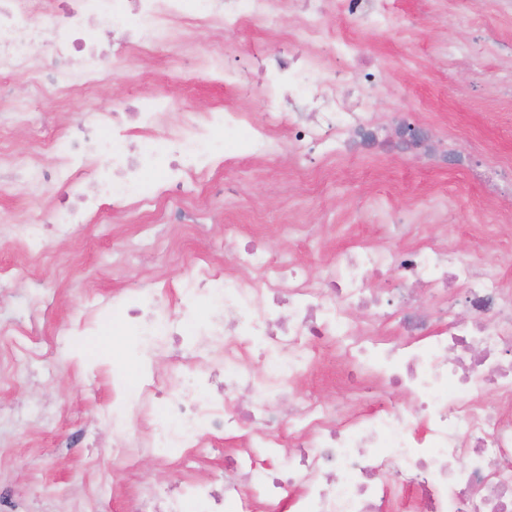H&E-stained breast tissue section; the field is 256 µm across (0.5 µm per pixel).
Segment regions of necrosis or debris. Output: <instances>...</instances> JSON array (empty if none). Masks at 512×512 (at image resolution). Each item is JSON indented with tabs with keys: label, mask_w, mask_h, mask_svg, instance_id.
<instances>
[{
	"label": "necrosis or debris",
	"mask_w": 512,
	"mask_h": 512,
	"mask_svg": "<svg viewBox=\"0 0 512 512\" xmlns=\"http://www.w3.org/2000/svg\"><path fill=\"white\" fill-rule=\"evenodd\" d=\"M63 2L48 15L34 0H0V99L25 78L28 95L13 100L9 121L32 132L30 149L0 152V191L31 198L18 236L92 224L107 209L120 217L150 200L160 205L154 223L175 214L198 223L207 204L186 199L184 187L203 181L210 198L223 196L212 177L232 162L227 130L245 132L240 149L255 160L317 143L352 154L390 149L431 167L457 153L450 136L371 111L387 73L361 54L355 30L387 26V0H343L349 30L329 24L333 0ZM284 5L295 32L269 53L264 82L251 85L211 48L206 75L236 99L175 127L177 101L157 85L130 104L96 102L67 135H42L40 112L99 90L105 60L134 70L182 30L233 33L254 22L272 31ZM35 44L44 60L32 56ZM247 98L270 108L252 112ZM59 187L73 205L45 208ZM241 234L225 225L223 262L194 253L180 314L159 271L127 311L147 352L195 357L174 386L156 377L115 385L112 429L125 468L145 451L181 464L204 457L205 431L240 441L223 473L145 490L135 512H185L190 503L194 512H512V286L500 273L429 237L360 238L313 275L290 253L272 258L259 243L240 244ZM335 343L347 363L345 414L313 396L281 405ZM130 415L140 425L129 435Z\"/></svg>",
	"instance_id": "necrosis-or-debris-1"
}]
</instances>
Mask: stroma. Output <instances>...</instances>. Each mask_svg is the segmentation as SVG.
<instances>
[{"instance_id": "stroma-1", "label": "stroma", "mask_w": 512, "mask_h": 512, "mask_svg": "<svg viewBox=\"0 0 512 512\" xmlns=\"http://www.w3.org/2000/svg\"><path fill=\"white\" fill-rule=\"evenodd\" d=\"M392 17V28L357 33L362 51L391 68L402 85L397 94L381 91L373 111H407L411 122L451 135L462 150H479L492 164L512 162V98L500 91L512 67V16L501 13L495 0H393ZM195 37L204 48L223 44L226 64L251 74L262 62L254 47L267 40L254 25L234 34L214 27ZM179 64L172 51L143 59L139 68L149 82L134 83L118 72L102 95L131 102L151 90L152 80L167 81L179 103L169 118L173 125L185 113L227 98L220 85L170 81ZM261 167V177H253L243 158L226 172L240 204L231 211L212 206L216 220L209 237H162L149 221V204L142 205L137 223L120 218L90 224L65 239L47 225V255L34 281L17 240L0 235V325L26 323L31 305L38 304L54 334L42 357L0 361V512H75L90 488L100 512H129L141 488L170 486L187 476L186 468L164 467L148 455L132 471L115 467L120 451L112 446L113 380L138 381L150 371L164 378L172 363L165 354L148 363L136 356L112 299L142 270L163 268L176 282L187 273L192 253L223 256L224 225H242L270 252L287 250L310 263L312 245L281 237L284 219L320 228L336 252L359 235H393V228H381L371 217V207L427 211L443 200L441 222L416 227L413 238L446 239L450 248L512 283V223L496 226L494 245L486 244L481 220L493 203L458 166L431 168L391 153L329 156L315 147L297 160L285 153L265 159ZM89 315L111 329L112 342L83 334L79 324Z\"/></svg>"}]
</instances>
